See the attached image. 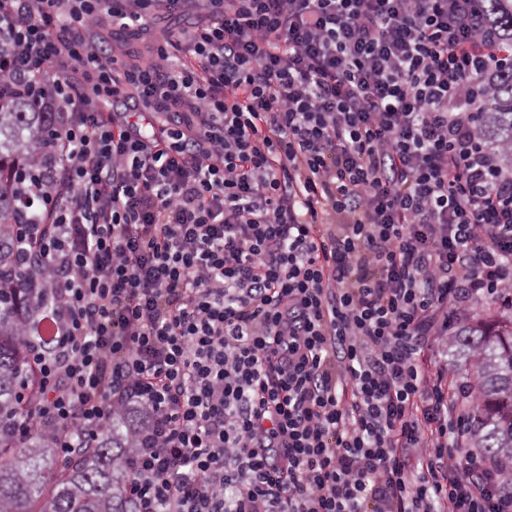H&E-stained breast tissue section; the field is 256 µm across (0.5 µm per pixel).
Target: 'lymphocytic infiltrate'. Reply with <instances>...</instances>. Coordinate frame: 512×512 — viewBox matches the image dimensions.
Instances as JSON below:
<instances>
[{
  "mask_svg": "<svg viewBox=\"0 0 512 512\" xmlns=\"http://www.w3.org/2000/svg\"><path fill=\"white\" fill-rule=\"evenodd\" d=\"M187 2L0 0V85L60 107L20 200L51 307L19 441L64 465L139 415L135 512H512L445 378L455 324L512 303V169L473 118L512 42L482 0L152 31Z\"/></svg>",
  "mask_w": 512,
  "mask_h": 512,
  "instance_id": "f902f5d3",
  "label": "lymphocytic infiltrate"
}]
</instances>
